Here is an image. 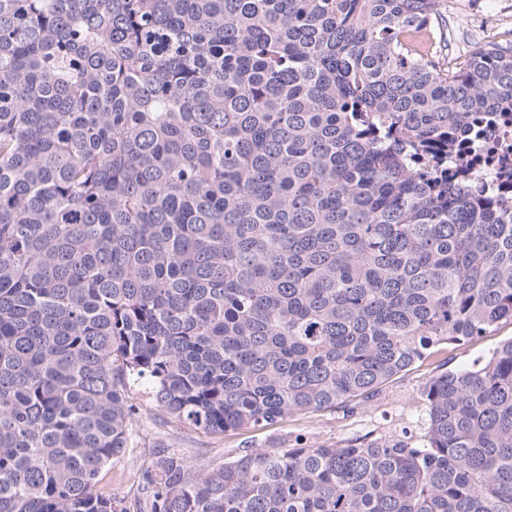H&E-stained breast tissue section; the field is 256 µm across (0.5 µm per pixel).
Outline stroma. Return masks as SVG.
Listing matches in <instances>:
<instances>
[{
  "label": "stroma",
  "mask_w": 512,
  "mask_h": 512,
  "mask_svg": "<svg viewBox=\"0 0 512 512\" xmlns=\"http://www.w3.org/2000/svg\"><path fill=\"white\" fill-rule=\"evenodd\" d=\"M512 338V322L475 341L452 344L403 372L369 397L345 407L289 416L264 427L210 434L178 425L164 413L145 386L134 387L131 400L139 418L132 450L113 456L97 484L127 512H139L148 496L141 478L145 467L163 454L174 453L187 464L222 466L249 448H318L362 446L374 441L403 440L423 445L428 408L423 391L429 380L446 370H462L484 361L502 341Z\"/></svg>",
  "instance_id": "stroma-1"
}]
</instances>
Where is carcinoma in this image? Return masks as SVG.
Wrapping results in <instances>:
<instances>
[{"instance_id": "carcinoma-1", "label": "carcinoma", "mask_w": 512, "mask_h": 512, "mask_svg": "<svg viewBox=\"0 0 512 512\" xmlns=\"http://www.w3.org/2000/svg\"><path fill=\"white\" fill-rule=\"evenodd\" d=\"M446 11L0 0V512H126L136 384L219 434L512 321V200L420 162L512 112V43H406ZM424 398L421 448L164 455L147 512H512V339Z\"/></svg>"}]
</instances>
